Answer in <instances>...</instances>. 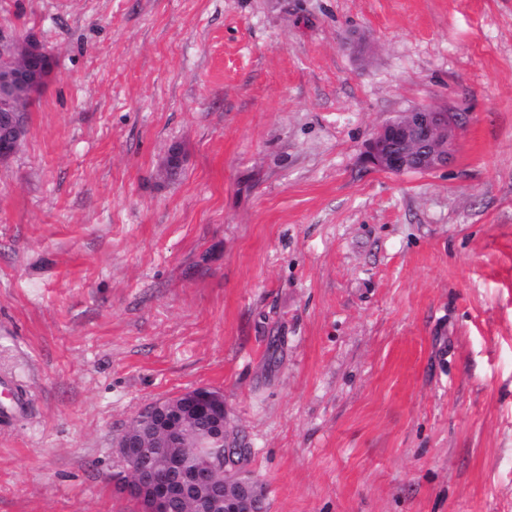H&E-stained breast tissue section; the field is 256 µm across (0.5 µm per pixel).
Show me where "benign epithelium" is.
I'll return each instance as SVG.
<instances>
[{"instance_id": "7a95c632", "label": "benign epithelium", "mask_w": 512, "mask_h": 512, "mask_svg": "<svg viewBox=\"0 0 512 512\" xmlns=\"http://www.w3.org/2000/svg\"><path fill=\"white\" fill-rule=\"evenodd\" d=\"M55 57L36 41L0 33V162L20 150L28 130L24 100L39 76L55 72ZM459 134L457 120L433 106L400 112L380 124L366 141L364 162L390 174L429 172L448 166ZM211 414L205 432L211 462L194 467L181 456L171 457L167 468L157 471L142 462L148 431L175 445L181 433L199 420L202 411ZM236 439L224 420V394L199 386L172 397L144 405L135 422L112 442L120 463L118 484L146 505L144 512H171L176 503L194 501L195 512H206L216 497L221 512H256L249 492L256 486L234 453Z\"/></svg>"}]
</instances>
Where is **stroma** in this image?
<instances>
[{"mask_svg":"<svg viewBox=\"0 0 512 512\" xmlns=\"http://www.w3.org/2000/svg\"><path fill=\"white\" fill-rule=\"evenodd\" d=\"M0 30L57 61L0 164V512H137L112 440L198 386L263 512H512V0H0ZM423 105L463 120L447 167H366Z\"/></svg>","mask_w":512,"mask_h":512,"instance_id":"stroma-1","label":"stroma"}]
</instances>
